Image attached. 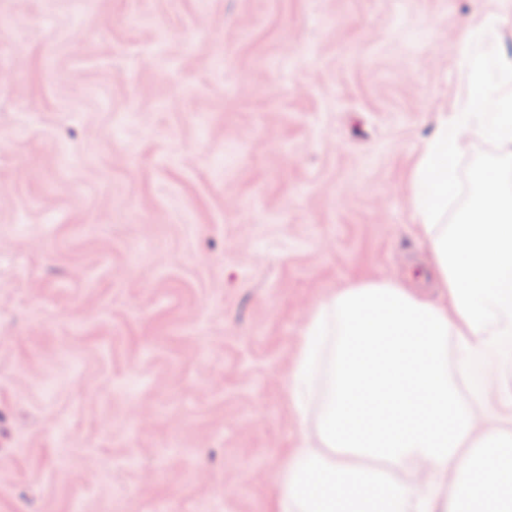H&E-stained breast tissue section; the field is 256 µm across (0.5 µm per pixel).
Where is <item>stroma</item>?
Listing matches in <instances>:
<instances>
[{
	"mask_svg": "<svg viewBox=\"0 0 512 512\" xmlns=\"http://www.w3.org/2000/svg\"><path fill=\"white\" fill-rule=\"evenodd\" d=\"M79 11L0 0V512H268L309 309L426 275L410 172L512 0Z\"/></svg>",
	"mask_w": 512,
	"mask_h": 512,
	"instance_id": "35a3bbf8",
	"label": "stroma"
}]
</instances>
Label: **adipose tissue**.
<instances>
[{"label": "adipose tissue", "instance_id": "obj_1", "mask_svg": "<svg viewBox=\"0 0 512 512\" xmlns=\"http://www.w3.org/2000/svg\"><path fill=\"white\" fill-rule=\"evenodd\" d=\"M488 14L479 28L461 32L462 56L471 81L488 85L481 104L472 93L457 96L425 141L410 176L412 232L430 255L434 294L411 280L387 279V286L426 304L449 324L448 371L471 414V427L455 452L468 458L473 446L497 432L512 435V79L505 54L487 57L478 45L494 31ZM495 144V167L474 170L466 203L449 213L456 187L452 161L463 131ZM339 323L335 298L310 309L289 374L286 399L294 416L298 446L276 475L271 512H418L421 451L399 463L328 447L319 417L331 398L328 373Z\"/></svg>", "mask_w": 512, "mask_h": 512}]
</instances>
